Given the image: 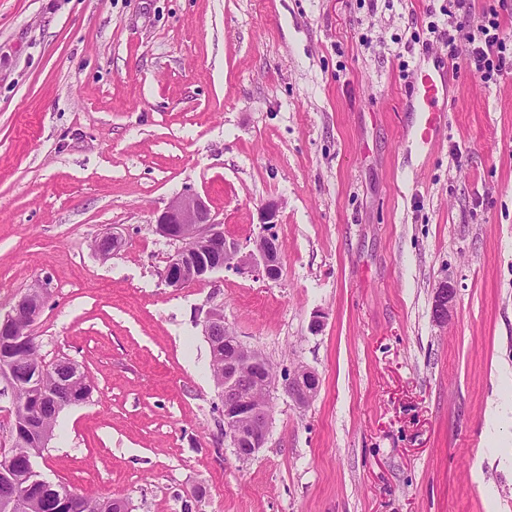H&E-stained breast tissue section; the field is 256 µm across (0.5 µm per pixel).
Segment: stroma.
<instances>
[{
    "instance_id": "35a3bbf8",
    "label": "stroma",
    "mask_w": 512,
    "mask_h": 512,
    "mask_svg": "<svg viewBox=\"0 0 512 512\" xmlns=\"http://www.w3.org/2000/svg\"><path fill=\"white\" fill-rule=\"evenodd\" d=\"M445 3L0 0V312L48 281L39 357L94 385L44 479L131 512H512V69L453 70L418 152L404 101L449 68L412 34ZM181 193L243 246L276 203L279 278L165 286L155 219ZM217 305L277 372L320 378L304 407L270 387L245 462L203 332Z\"/></svg>"
}]
</instances>
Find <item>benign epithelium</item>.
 Segmentation results:
<instances>
[{"label": "benign epithelium", "instance_id": "obj_1", "mask_svg": "<svg viewBox=\"0 0 512 512\" xmlns=\"http://www.w3.org/2000/svg\"><path fill=\"white\" fill-rule=\"evenodd\" d=\"M278 209L273 204L260 208L259 219L263 231L253 241V248H243L224 236L223 224L216 221L207 202L198 194L181 193L174 196L156 220V232L177 244L168 257L163 281L169 288H181L188 283L202 282L224 269L241 274L257 273L269 280L278 277L281 248L272 232ZM124 240L112 232L96 239L95 251L104 259L121 250ZM47 284L37 283L19 296L11 310L0 318L3 336H30L29 330H18L15 325L24 321L32 325L41 315ZM454 298V289L448 283L437 288L433 316L438 322L448 318ZM205 336L214 346L224 347V376L214 378L224 406V431L233 444L239 460L248 461L263 448L269 432L270 410L266 401L254 393V386L266 379L268 360L245 346L224 326V310L210 308L204 319ZM285 392L297 405H307L319 390L317 374L305 366L296 367L283 384ZM37 456L24 458L20 479L26 488L40 498L46 495L60 497V490L42 477L36 467Z\"/></svg>", "mask_w": 512, "mask_h": 512}]
</instances>
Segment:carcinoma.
I'll list each match as a JSON object with an SVG mask.
<instances>
[{
  "label": "carcinoma",
  "mask_w": 512,
  "mask_h": 512,
  "mask_svg": "<svg viewBox=\"0 0 512 512\" xmlns=\"http://www.w3.org/2000/svg\"><path fill=\"white\" fill-rule=\"evenodd\" d=\"M12 356L18 394L25 404L14 412L12 450L8 456L0 460V503L5 500L15 502L16 508L13 512H100L102 502L118 501L116 497L91 499L71 493L65 499H55L50 504L38 503L23 484L13 478V475L19 472L18 459L28 454L41 455L45 451V448L36 445L33 437L25 429L27 416H34L40 408L53 402L57 403L58 410L45 417V425L52 431L55 429L60 411L67 406L85 402L92 392V384L84 373L76 378H60L55 374H48L42 378L43 395L32 397L28 386L34 371L43 366L38 355L36 337L30 336L27 344L14 350Z\"/></svg>",
  "instance_id": "1"
}]
</instances>
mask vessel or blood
I'll list each match as a JSON object with an SVG mask.
<instances>
[{
	"instance_id": "b4317fda",
	"label": "vessel or blood",
	"mask_w": 512,
	"mask_h": 512,
	"mask_svg": "<svg viewBox=\"0 0 512 512\" xmlns=\"http://www.w3.org/2000/svg\"><path fill=\"white\" fill-rule=\"evenodd\" d=\"M447 92L441 75L430 73L420 75L412 91L411 108L417 114L412 139L420 149L436 146L448 124L443 106Z\"/></svg>"
}]
</instances>
